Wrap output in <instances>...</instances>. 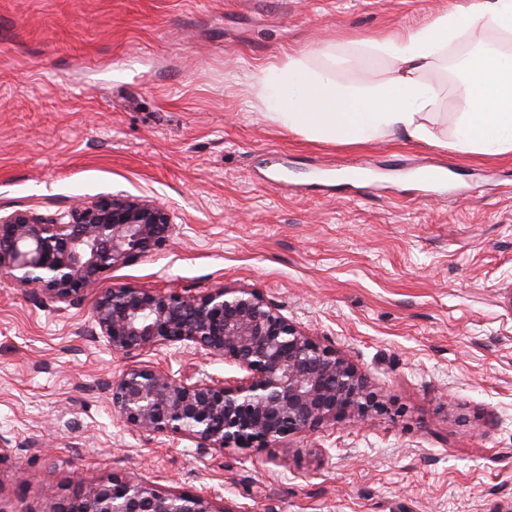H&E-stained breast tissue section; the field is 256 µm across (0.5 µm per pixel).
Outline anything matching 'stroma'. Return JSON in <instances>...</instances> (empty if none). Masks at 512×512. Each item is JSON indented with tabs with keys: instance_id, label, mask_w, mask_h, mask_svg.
I'll list each match as a JSON object with an SVG mask.
<instances>
[{
	"instance_id": "stroma-1",
	"label": "stroma",
	"mask_w": 512,
	"mask_h": 512,
	"mask_svg": "<svg viewBox=\"0 0 512 512\" xmlns=\"http://www.w3.org/2000/svg\"><path fill=\"white\" fill-rule=\"evenodd\" d=\"M462 0H0V216L128 195L164 205V247L99 288H254L365 370L391 413L277 448L198 454L123 428L124 366L88 329L93 293L40 301L0 278V512H53L136 475L244 512H512V153L443 148L467 103L438 65V145L314 142L268 121L257 68L323 48L342 82L388 76L353 43ZM370 163L366 183L341 173ZM444 167L417 197L410 174ZM196 376L236 367L171 349Z\"/></svg>"
}]
</instances>
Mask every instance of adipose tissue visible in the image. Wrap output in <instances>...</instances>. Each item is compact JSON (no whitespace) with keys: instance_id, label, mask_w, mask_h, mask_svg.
Instances as JSON below:
<instances>
[{"instance_id":"ef3b65f1","label":"adipose tissue","mask_w":512,"mask_h":512,"mask_svg":"<svg viewBox=\"0 0 512 512\" xmlns=\"http://www.w3.org/2000/svg\"><path fill=\"white\" fill-rule=\"evenodd\" d=\"M479 32L512 40V0H465L432 21L380 39L358 41L366 53L391 58L392 73L381 80L342 82L335 66L318 68L307 54L291 53L282 64L253 76L261 111L270 122L311 141L361 145L401 133L414 142L436 144L426 122L439 91L424 74L449 49L475 46L458 59L469 102L454 130L455 150L512 153V52L475 41Z\"/></svg>"}]
</instances>
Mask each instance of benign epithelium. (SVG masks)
<instances>
[{
    "mask_svg": "<svg viewBox=\"0 0 512 512\" xmlns=\"http://www.w3.org/2000/svg\"><path fill=\"white\" fill-rule=\"evenodd\" d=\"M171 233L164 206L132 196L78 202L51 220L13 213L0 217V276L45 300L71 301L104 272L161 249ZM90 323L91 335L125 360L105 384L124 428L188 440L200 454L271 448L303 432L362 424L388 411L366 371L252 288H107L93 302ZM177 345L245 375L232 381L197 377L143 360ZM57 512L240 510L216 497L116 475L78 488Z\"/></svg>",
    "mask_w": 512,
    "mask_h": 512,
    "instance_id": "benign-epithelium-1",
    "label": "benign epithelium"
}]
</instances>
